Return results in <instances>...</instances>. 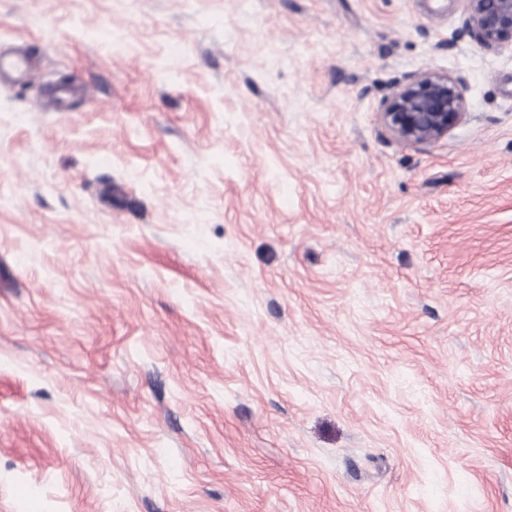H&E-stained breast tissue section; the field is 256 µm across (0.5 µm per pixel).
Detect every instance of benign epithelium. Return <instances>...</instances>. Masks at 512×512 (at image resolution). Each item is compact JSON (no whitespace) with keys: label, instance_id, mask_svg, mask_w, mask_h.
<instances>
[{"label":"benign epithelium","instance_id":"obj_1","mask_svg":"<svg viewBox=\"0 0 512 512\" xmlns=\"http://www.w3.org/2000/svg\"><path fill=\"white\" fill-rule=\"evenodd\" d=\"M464 33L487 47H512V0H465ZM466 115L464 82L434 70L411 76L398 86L382 112L385 125L402 141L431 144Z\"/></svg>","mask_w":512,"mask_h":512}]
</instances>
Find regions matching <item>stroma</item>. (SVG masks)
Here are the masks:
<instances>
[{"instance_id": "stroma-1", "label": "stroma", "mask_w": 512, "mask_h": 512, "mask_svg": "<svg viewBox=\"0 0 512 512\" xmlns=\"http://www.w3.org/2000/svg\"><path fill=\"white\" fill-rule=\"evenodd\" d=\"M466 18L0 0V512H512V50ZM424 70L466 116L409 144ZM30 64V56L16 49L0 54V83L18 82L24 76ZM465 115L462 79L434 70L414 74L398 86L382 112L385 125L400 140L419 145L448 135Z\"/></svg>"}]
</instances>
